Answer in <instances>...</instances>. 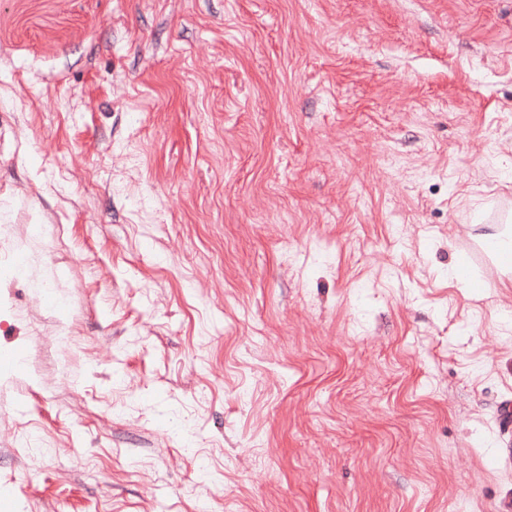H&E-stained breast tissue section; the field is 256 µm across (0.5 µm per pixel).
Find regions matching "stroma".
I'll use <instances>...</instances> for the list:
<instances>
[{
    "mask_svg": "<svg viewBox=\"0 0 512 512\" xmlns=\"http://www.w3.org/2000/svg\"><path fill=\"white\" fill-rule=\"evenodd\" d=\"M20 240L12 512L512 504V0H0Z\"/></svg>",
    "mask_w": 512,
    "mask_h": 512,
    "instance_id": "35a3bbf8",
    "label": "stroma"
}]
</instances>
